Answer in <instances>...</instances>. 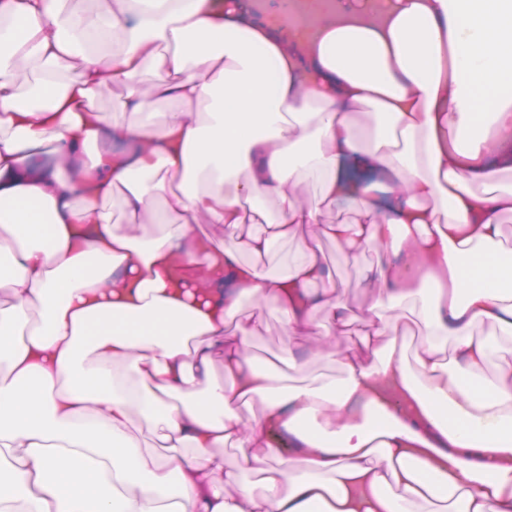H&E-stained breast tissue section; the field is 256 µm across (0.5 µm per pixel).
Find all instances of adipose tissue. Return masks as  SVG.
<instances>
[{"instance_id":"ef3b65f1","label":"adipose tissue","mask_w":512,"mask_h":512,"mask_svg":"<svg viewBox=\"0 0 512 512\" xmlns=\"http://www.w3.org/2000/svg\"><path fill=\"white\" fill-rule=\"evenodd\" d=\"M116 32L121 50L102 53ZM19 55L44 76L31 103ZM110 83L152 122L94 111ZM166 101L183 107L158 111ZM357 111L376 123L370 143ZM0 122V512H512V373L482 378L496 346L473 332L512 337V185L475 190L512 170V0H390L380 14L347 0L308 39L249 0H96L91 17L80 0H0ZM164 173L181 185L149 237ZM303 182L316 203L295 193ZM112 198L124 223L101 208ZM340 204L355 221L324 223ZM203 222L229 240L205 246ZM311 224L350 258L401 254L373 272L390 301L434 285L416 369L396 355L397 320L376 314L367 355L336 353L337 379L294 358L284 373L257 364L242 299L277 306L292 336L320 310L331 329L351 322L315 290L313 243L285 272L257 265ZM272 423L305 475L265 441ZM143 424L164 455L141 451ZM227 445L251 449L259 484L225 467Z\"/></svg>"}]
</instances>
